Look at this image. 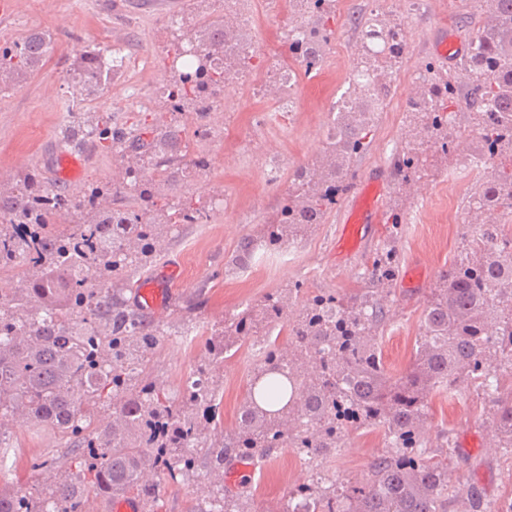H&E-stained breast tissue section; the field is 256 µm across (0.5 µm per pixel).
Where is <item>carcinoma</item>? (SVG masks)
<instances>
[{
	"mask_svg": "<svg viewBox=\"0 0 512 512\" xmlns=\"http://www.w3.org/2000/svg\"><path fill=\"white\" fill-rule=\"evenodd\" d=\"M295 40L326 42L333 32L335 0H294ZM363 38L357 72L349 81L320 158L299 167L277 210L243 236L224 262L241 270L256 257L280 253L312 235L347 192L352 162L369 145L383 110L405 36L387 14L355 19ZM239 30L237 14L189 24L177 44L202 46L192 70L173 68V110L195 111L208 88L222 85L248 65L241 49L221 66L224 36ZM52 35L37 32L0 47V89L34 70ZM459 68L468 80L466 111L456 81L433 62L424 67L409 123L426 136L393 153L398 190L422 179L429 158L461 148L459 127L483 131L481 149L502 163L478 177L466 196L476 215L512 210V0H489L479 34ZM114 66L101 50H84L71 77L86 89L112 80ZM182 127L172 119L126 128L83 112L62 129L64 148L92 142L112 150L121 182L93 183L78 195L49 185L34 169L0 194V272L22 271L19 285L0 298V414L26 416L66 438L74 470L54 481L48 496L0 485V512H88L90 496H133L148 512H162L165 483H211L193 512H256L246 481L230 489L223 476L236 464L256 469L284 448L320 466L343 447L353 430L383 431V452L355 483L316 481L293 493L315 500L320 512H493L473 484L448 488V452L433 445L426 423L431 397L474 384L495 408L489 423L494 447L512 450V234L496 222L471 224L461 253L427 296L423 332L408 366H384L380 345L391 315L399 268L396 237L384 239L363 264L360 288L308 297L288 313L300 284L278 288L241 312L224 316L193 375L170 397L145 376L146 359L163 335L124 291L129 276L157 260L179 224H199L205 210L182 199L180 188L202 175L187 160L190 145L177 144ZM128 198L132 204H117ZM72 215L60 229L54 218ZM258 342L249 387L234 426L223 428L222 393L215 367L247 342ZM292 389L288 403L266 410L258 399Z\"/></svg>",
	"mask_w": 512,
	"mask_h": 512,
	"instance_id": "1",
	"label": "carcinoma"
}]
</instances>
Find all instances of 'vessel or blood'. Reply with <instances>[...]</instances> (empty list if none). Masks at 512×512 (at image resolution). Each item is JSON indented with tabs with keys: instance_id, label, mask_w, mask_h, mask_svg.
<instances>
[{
	"instance_id": "vessel-or-blood-1",
	"label": "vessel or blood",
	"mask_w": 512,
	"mask_h": 512,
	"mask_svg": "<svg viewBox=\"0 0 512 512\" xmlns=\"http://www.w3.org/2000/svg\"><path fill=\"white\" fill-rule=\"evenodd\" d=\"M54 164L61 175L76 180L84 166V158L75 154H59ZM384 181L377 176L360 181L346 205L336 238V254L345 257L353 253L369 236L371 225L380 221V195ZM182 270L178 264L167 263L136 291L138 305L153 316H163L168 308L173 285L180 280Z\"/></svg>"
}]
</instances>
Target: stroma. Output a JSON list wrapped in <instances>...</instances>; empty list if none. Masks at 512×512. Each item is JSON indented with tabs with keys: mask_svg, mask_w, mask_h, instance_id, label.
Segmentation results:
<instances>
[{
	"mask_svg": "<svg viewBox=\"0 0 512 512\" xmlns=\"http://www.w3.org/2000/svg\"><path fill=\"white\" fill-rule=\"evenodd\" d=\"M487 8L485 0H415L407 27L408 51L394 81L386 106L379 113L366 151L353 162L356 180L380 172L392 177L391 158L406 134L404 102L415 89L426 62L437 59L436 46L444 30L454 29L465 39L477 37ZM217 0H15L11 14L0 15V46L47 31L54 46L37 70L15 77L0 91V189H10L18 175L40 170L50 183L58 177L51 163L62 152L60 131L77 113L96 112L114 121L139 128L158 121L161 108L137 107V92L154 82L168 83L171 64L166 51L174 43L180 24L222 15ZM370 13L369 0H336L335 35L331 62L309 77L300 79L297 111L288 113L281 126L257 129L261 109L272 98L251 96L249 79L224 87V97L213 114L223 126L224 139L210 143V170L183 190L184 197L198 205L223 203V211H211L204 224H184L170 237L161 262L179 263L183 275L173 288L172 311L158 318L161 342L150 355L146 371L169 394H177L182 381L196 367L205 338L204 330L219 325L225 314L242 311L267 291L295 282L302 291L293 296V307L307 297L330 288L354 292L355 274L361 261L380 241L396 236L399 274L393 296L395 314L382 343L383 360L389 370H403L414 342L422 331L424 298L439 272L457 255L463 225L473 216L465 206L473 171H460L457 160L433 167L418 189L398 194L385 184L379 224L349 260L336 255V231L342 215L334 209L314 235L296 242L286 251L254 262L235 273H225L224 258L232 254L241 237L264 223L286 194L289 184L266 182V158L277 152L286 165L304 164L323 149L332 115L329 105L344 90L360 34L351 18ZM119 52L125 62L116 77L97 93H87L75 83L70 71L76 55L84 50ZM128 107L113 112L114 99ZM398 213L401 223L388 216ZM203 297L195 313L198 336H181L175 309ZM254 363L253 350L242 346L236 355L215 371L223 392L225 427L235 422L237 406L247 388ZM495 413L475 386L462 388L456 396H433L427 423L429 433L447 432L452 448V476L473 482L493 505L512 501V452L493 447L486 423ZM13 445L8 480L34 497H41L52 475L63 473L69 455L63 439L44 426L23 417H8ZM382 450L379 431L351 432L343 448L323 460L319 469L328 477L359 481L368 462ZM49 459L53 470L33 469L32 460ZM303 459L291 450L277 454L252 477L258 512L290 493L313 475Z\"/></svg>",
	"mask_w": 512,
	"mask_h": 512,
	"instance_id": "35a3bbf8",
	"label": "stroma"
}]
</instances>
